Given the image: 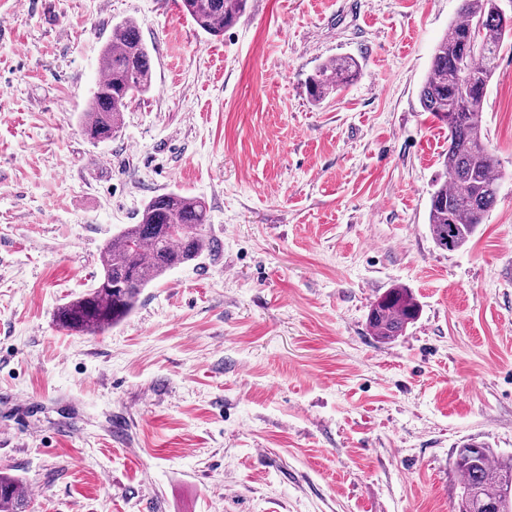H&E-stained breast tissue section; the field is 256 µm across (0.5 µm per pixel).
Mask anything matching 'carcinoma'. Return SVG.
Returning <instances> with one entry per match:
<instances>
[{"label": "carcinoma", "mask_w": 512, "mask_h": 512, "mask_svg": "<svg viewBox=\"0 0 512 512\" xmlns=\"http://www.w3.org/2000/svg\"><path fill=\"white\" fill-rule=\"evenodd\" d=\"M247 0H182L183 12L211 36L224 33L246 9ZM512 40V20L497 0H462L458 18L438 43L420 91L422 111L448 127L445 180L433 185L428 224L436 245L452 251L466 246L494 206L500 171L485 143L483 114L487 89L497 70L503 44ZM102 77L81 113L82 129L112 138L121 125L127 102L112 99L107 90L129 100L150 90L152 57L138 24L123 20L101 56ZM359 73L351 58H335L309 78L307 93L322 102ZM206 202L170 191L151 197L138 223L129 224L101 251L102 274L87 292L58 307L55 318L68 331L93 334L114 325L134 310L144 288L167 272L211 251L215 241L205 233ZM420 305L404 286L387 290L371 306L368 327L380 342L392 341L415 322ZM453 469L460 477L458 512H479L478 505L504 501V482L512 479V456L494 460L490 448L472 459L465 448L456 451ZM25 488L14 476L0 473V512H24Z\"/></svg>", "instance_id": "1"}]
</instances>
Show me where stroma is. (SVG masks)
Returning <instances> with one entry per match:
<instances>
[{
  "label": "stroma",
  "instance_id": "obj_1",
  "mask_svg": "<svg viewBox=\"0 0 512 512\" xmlns=\"http://www.w3.org/2000/svg\"><path fill=\"white\" fill-rule=\"evenodd\" d=\"M461 0H248L213 37L181 0H0V471L26 512H457V448L512 456V44L489 85L495 205L438 248L448 129L419 103ZM153 64L112 139L79 123L112 27ZM348 56L322 104L307 78ZM215 251L121 323L61 329L101 248L164 192ZM421 304L381 344L388 288ZM358 73V63L352 58H335L308 78L307 93L313 102L320 103L352 82Z\"/></svg>",
  "mask_w": 512,
  "mask_h": 512
}]
</instances>
